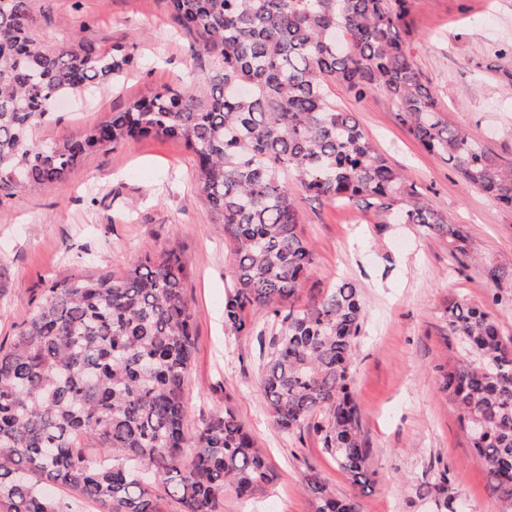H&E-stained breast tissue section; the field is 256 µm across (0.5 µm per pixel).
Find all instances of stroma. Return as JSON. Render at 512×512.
<instances>
[{
	"instance_id": "35a3bbf8",
	"label": "stroma",
	"mask_w": 512,
	"mask_h": 512,
	"mask_svg": "<svg viewBox=\"0 0 512 512\" xmlns=\"http://www.w3.org/2000/svg\"><path fill=\"white\" fill-rule=\"evenodd\" d=\"M34 37L60 47L77 40L107 49L136 43L149 67L62 104L42 138L63 142L167 86L204 90L213 67L197 35L177 29L165 0H31ZM404 38L439 108L493 155L512 159V0H411ZM337 106L354 113L407 186L450 217L466 237L462 262L448 237L417 224H381L369 201L346 204L297 193L301 230L314 264L299 306L342 279L359 288L364 333L354 351L352 392L360 410L374 483L355 491L348 475L308 432H278L257 392L260 363L276 327L249 312L253 333L224 330V299L234 285L231 246L201 192L195 156L176 139L145 136L90 152L62 181L0 206V341L28 319L44 288L78 275H120L145 252H170L185 267L195 315L196 354L185 386L189 430L231 406L272 467L273 481L250 503L225 491L221 512H314L304 490L318 473L358 512H512L487 482L454 402L438 387L442 366L461 354L445 308L487 306L512 340V209L468 185L407 132L385 94L356 100L336 85ZM505 273L493 287L486 270ZM449 467L447 507L435 491Z\"/></svg>"
}]
</instances>
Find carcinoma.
Segmentation results:
<instances>
[{"mask_svg": "<svg viewBox=\"0 0 512 512\" xmlns=\"http://www.w3.org/2000/svg\"><path fill=\"white\" fill-rule=\"evenodd\" d=\"M31 0H0V204L46 188L85 154L155 134L185 142L224 237L235 281L224 326L253 331L262 308L280 322L258 391L276 429L313 433L353 485L373 473L351 395L359 289L341 280L307 308L294 306L314 263L284 176L327 201H376L399 224L449 236L463 231L405 186L360 127L336 107L339 84L357 100L384 93L427 151L473 188L512 206V161L452 125L422 81L401 32L409 0H167L177 24L214 58L207 91L165 87L90 126L74 140H41L53 100L90 92L146 65L131 47L80 41L55 49L31 34ZM184 266L147 252L120 277L75 276L49 283L26 323L0 342V512H69L46 491L62 487L100 512H156L151 487L181 512H218L224 490L241 500L273 479L232 407L201 419L186 437L184 386L195 353V319L182 287ZM448 335L465 348L441 374L479 464L512 501V347L487 309L457 300ZM91 441L105 458L82 451ZM194 449L191 456L184 449ZM316 512H357L309 471Z\"/></svg>", "mask_w": 512, "mask_h": 512, "instance_id": "carcinoma-1", "label": "carcinoma"}]
</instances>
